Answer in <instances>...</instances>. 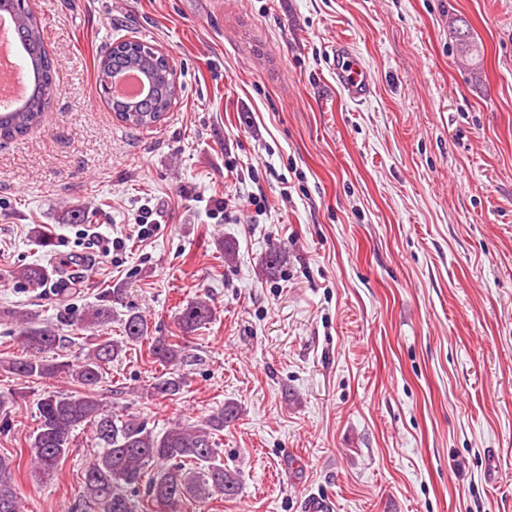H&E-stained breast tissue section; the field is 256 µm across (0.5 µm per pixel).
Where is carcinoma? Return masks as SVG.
Here are the masks:
<instances>
[{"label":"carcinoma","mask_w":512,"mask_h":512,"mask_svg":"<svg viewBox=\"0 0 512 512\" xmlns=\"http://www.w3.org/2000/svg\"><path fill=\"white\" fill-rule=\"evenodd\" d=\"M15 22L21 39L23 58L29 67L32 92L26 103L10 112L0 111V139L17 140L41 125L56 95L55 67L44 47L39 19L27 0H0V17ZM459 55L478 67L481 47L466 22L453 27ZM136 69L146 79L147 95L135 100L110 95L113 80ZM97 82L108 104L126 124L149 128L161 121L177 97V84L168 59L137 40H123L108 48L97 69ZM21 279L41 286L48 280L46 270L36 265L23 268ZM122 289L103 294L104 303L77 318L78 327H103L112 320L111 303L121 300ZM19 324V341L25 356L10 360L3 368L21 378L64 377L77 387L69 393L51 392L36 403L39 420L29 435L33 466L45 473L54 471L68 454L76 427L92 426L100 448L84 471L83 498L90 508L102 512H181L188 501L203 507L216 497L233 499L239 493L238 475L225 468L215 435L238 416L236 407L227 405L198 424H176L157 434L134 413L116 414L105 409L96 388L104 366L112 363L130 346H144L149 356L165 367L145 388V395L171 399L185 384L181 366L187 363L185 346L150 333L146 318L130 312L122 320L121 339L97 336L84 356L60 361L56 349L61 336L57 330L31 316L10 312ZM212 317L210 304L202 299L179 311L177 322L184 331L195 330ZM10 462L0 457V512H21V503L9 478Z\"/></svg>","instance_id":"carcinoma-1"}]
</instances>
